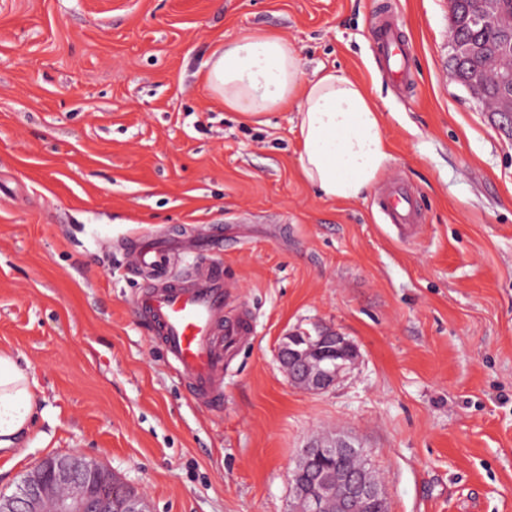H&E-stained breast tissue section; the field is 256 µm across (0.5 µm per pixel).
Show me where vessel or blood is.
<instances>
[{"mask_svg":"<svg viewBox=\"0 0 512 512\" xmlns=\"http://www.w3.org/2000/svg\"><path fill=\"white\" fill-rule=\"evenodd\" d=\"M374 39L388 75L397 84H407L406 39L398 19L384 20L375 29ZM378 207L397 229L400 241L415 236L421 212L401 180L386 186ZM223 249L220 232L202 241L174 235L128 241V267L141 280L133 301L137 316L163 346L176 375L186 382L190 398L213 410L224 404L226 356L254 333L248 318L225 315L229 284L223 264L213 259ZM182 253L194 254L195 261L180 272L176 260Z\"/></svg>","mask_w":512,"mask_h":512,"instance_id":"1","label":"vessel or blood"}]
</instances>
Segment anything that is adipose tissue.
<instances>
[{
    "label": "adipose tissue",
    "mask_w": 512,
    "mask_h": 512,
    "mask_svg": "<svg viewBox=\"0 0 512 512\" xmlns=\"http://www.w3.org/2000/svg\"><path fill=\"white\" fill-rule=\"evenodd\" d=\"M302 60L287 39L247 32L216 48L204 82L225 108L252 122L296 105L300 166L327 200H355L368 192L392 160L383 114L370 93L336 68L302 77ZM37 383L19 361L0 353V448H13L33 430Z\"/></svg>",
    "instance_id": "adipose-tissue-1"
}]
</instances>
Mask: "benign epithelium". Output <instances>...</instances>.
Masks as SVG:
<instances>
[{
	"instance_id": "obj_1",
	"label": "benign epithelium",
	"mask_w": 512,
	"mask_h": 512,
	"mask_svg": "<svg viewBox=\"0 0 512 512\" xmlns=\"http://www.w3.org/2000/svg\"><path fill=\"white\" fill-rule=\"evenodd\" d=\"M492 21L512 38V12L501 9L500 0H478L477 8L465 16V22L481 26ZM448 43L454 61L453 76L480 103H487L495 116L502 119L512 116V54L491 58L485 64L481 76L463 75L458 65L471 52V47L449 31ZM336 358L344 363L334 370L321 366L320 361L309 362L303 354L290 349L278 351V360L287 368L292 383L311 391H325L335 386L343 373L358 358L356 345L343 333L326 328L320 337ZM340 460L346 456L360 457L370 463L368 452L361 446L342 438L314 449H305L296 467L291 471L289 482L292 490L304 493L297 512H322V502L334 501L332 512H362V506L387 498L385 488L369 481L363 471L342 468L324 471L308 466L312 455ZM101 468L87 462L80 454L72 453L49 457L30 472L18 492L0 496V512H42L45 502L52 503L53 512H148L147 504L140 497L127 496L116 500L110 495L94 492L96 485H112Z\"/></svg>"
}]
</instances>
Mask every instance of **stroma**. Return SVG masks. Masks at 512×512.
I'll list each match as a JSON object with an SVG mask.
<instances>
[{
	"mask_svg": "<svg viewBox=\"0 0 512 512\" xmlns=\"http://www.w3.org/2000/svg\"><path fill=\"white\" fill-rule=\"evenodd\" d=\"M411 47L406 92L381 70L382 4ZM448 0H0V352L37 381L24 448H0V494L72 451L150 512H289L302 448L347 438L389 512H512V135L449 68ZM336 67L384 116L424 207L400 241L374 192L340 202L302 176L296 106L254 125L201 74L246 32ZM240 225L217 260L227 315L255 334L224 406L195 403L133 308L117 247L134 234ZM339 330L355 366L319 393L277 352Z\"/></svg>",
	"mask_w": 512,
	"mask_h": 512,
	"instance_id": "1",
	"label": "stroma"
}]
</instances>
